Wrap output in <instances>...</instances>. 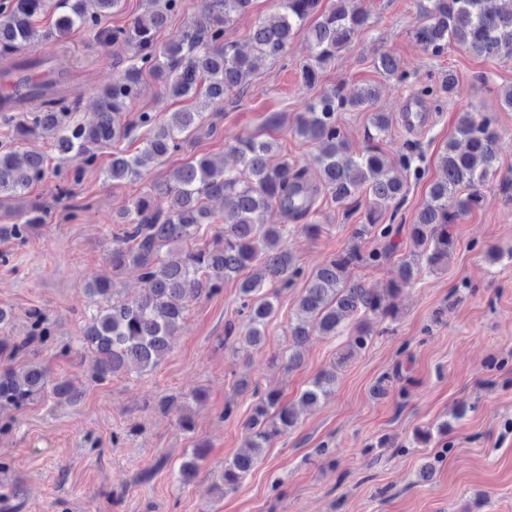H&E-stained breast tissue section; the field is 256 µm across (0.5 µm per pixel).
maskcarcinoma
Returning a JSON list of instances; mask_svg holds the SVG:
<instances>
[{"label":"carcinoma","mask_w":512,"mask_h":512,"mask_svg":"<svg viewBox=\"0 0 512 512\" xmlns=\"http://www.w3.org/2000/svg\"><path fill=\"white\" fill-rule=\"evenodd\" d=\"M249 3L203 0L199 14L175 38L161 44L159 33L183 11L182 0H146V12L124 28L101 26L103 18L122 8V0H0V53L5 56L39 41L58 40L75 28L94 31L97 40L107 46L122 44L127 48L122 75L99 94L94 124L75 121L71 101L45 86L31 87L34 104L30 111L15 116L10 114L11 108L0 105V117L15 124L19 137L40 139L53 148L56 196L68 200L74 198L73 186L96 166L101 145L126 138L136 128L143 129L147 138L141 152L134 156L114 153L106 169V179L113 182L134 180L149 163L162 164L181 151L203 119V113L183 108L163 116L143 110L135 121L127 120L145 77L159 82L175 98L201 94L221 111L227 93L243 89L256 71L287 53L295 31L316 11L319 0H279L276 19L253 27L251 50L244 52L226 39V31ZM485 3L487 0H426L421 4L423 22L412 37L433 56L457 45L479 57L512 60V0L505 9L490 10ZM49 9L56 11L57 17L52 27L43 30L40 18ZM370 24V14L357 0H336L309 31L311 59L301 69L303 83L315 85L319 70ZM49 63L48 58L23 59L12 68L40 69L51 76ZM374 65L388 78H408L397 59L386 52L377 53ZM457 91L458 78L450 70L441 73L437 82L422 85L417 97L436 103ZM376 98L372 87L352 97L333 88L295 114L294 133L320 152L319 169L313 175L286 160L274 161L275 142L258 135L246 136L229 145L240 167L226 169L221 160L193 157L169 170L151 193L138 198L117 221L112 272L136 267L147 290L140 297L123 298L110 279L87 287L95 311L87 317L79 343L94 356L92 377L106 382L120 373L151 371L166 354L169 338L181 327L191 301L219 293L224 282L257 267L259 272L238 282L246 322L240 329L228 325L224 334V348L232 357H248L265 343L276 294L302 274L286 245L285 225L270 223L269 214L278 209L296 220H307L316 212L321 192L329 194L333 203L348 205L364 190L369 202L365 222L352 229L354 244L309 272L295 318L288 322L287 353L274 358L295 369L302 363V348L312 333L336 336L343 324L350 322L354 336L347 348L337 354L330 367L320 370L300 395L301 403L311 407L326 399L336 382V368L372 341L375 325L397 318L395 299L402 287L424 265L432 271L447 266L455 250L448 227L483 204L484 188L497 159L494 116L489 112L459 113L456 137L439 158L442 176L432 183L425 203L408 226V236L418 250L401 259L386 294L366 287L353 278V270L380 264L398 248L394 237L402 231L400 224L380 223V204L401 202L408 178L418 180L424 175L421 156L411 148L390 157L375 145L389 129L385 112L371 113L373 132L368 137L372 145L361 154L351 152L338 115L367 110ZM46 174L44 154L0 145V209L12 217V202L25 201L19 209L23 222L0 224V240L23 243L44 223L45 208L39 201L28 199V189L43 181ZM212 199L224 202L223 213L208 206ZM371 237L385 241V247L363 249L362 243ZM27 318L26 335L10 344L0 343V352L7 357L25 360L20 365L0 367V409L18 410L47 394L60 403H77L80 392L68 380L52 376L40 361L42 352L58 346L56 323L41 308L29 310ZM235 388L250 395L252 406L245 420L246 451L224 463L226 491L238 488L264 449L298 425L297 412L283 401L281 393L261 391L245 379L237 380ZM191 399L198 401L201 396L162 401L177 412L178 425L185 432L195 427ZM435 434H448V423H441L434 431L416 429L411 445H427ZM205 456L206 445L193 449L180 465V478L187 481L194 477ZM24 496L18 481L4 487L0 512H12L10 502Z\"/></svg>","instance_id":"carcinoma-1"}]
</instances>
